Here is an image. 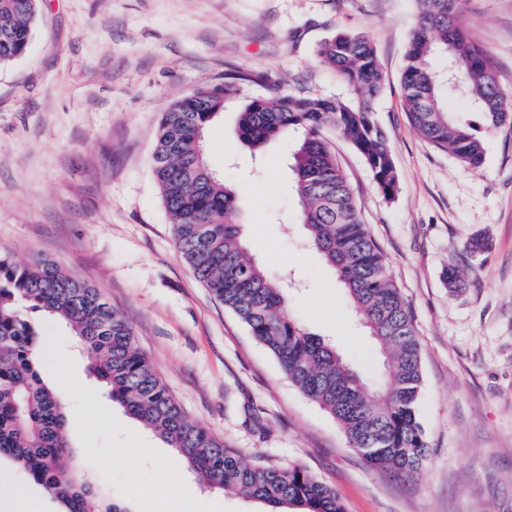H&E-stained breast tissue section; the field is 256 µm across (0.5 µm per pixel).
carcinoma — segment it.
Here are the masks:
<instances>
[{"label": "carcinoma", "instance_id": "1", "mask_svg": "<svg viewBox=\"0 0 512 512\" xmlns=\"http://www.w3.org/2000/svg\"><path fill=\"white\" fill-rule=\"evenodd\" d=\"M417 12L401 73L402 101L412 127L435 147L476 169L485 158L473 123L448 111L447 93L472 98L485 129L512 131V95L467 33L460 0H415ZM40 0H0V68L28 49ZM320 63L349 89L345 98L280 95L254 98L239 115L241 141L251 150L302 132L290 169L307 242L346 289L384 356L386 373L372 388L336 346L303 329L288 312L286 291L249 254L243 225L229 220L236 192L204 157V133L236 82L210 83L172 102L158 126L153 176L173 220L176 247L197 279L224 302L281 370L343 429L349 446L374 468L412 475L427 457L419 421L422 387L419 340L400 289L389 277L344 170L324 131L351 144L379 190L394 196L398 179L375 103L384 76L363 33H337L320 43ZM66 323L89 360V371L113 402L172 448L209 489L258 500L270 512H344L336 489L301 467L248 463L191 420L137 345L126 318L77 276L37 260L15 264L0 252V458L25 470L65 512H128L108 502L84 473L66 463L62 396L44 380L51 338L21 313Z\"/></svg>", "mask_w": 512, "mask_h": 512}]
</instances>
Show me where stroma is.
<instances>
[{
	"label": "stroma",
	"mask_w": 512,
	"mask_h": 512,
	"mask_svg": "<svg viewBox=\"0 0 512 512\" xmlns=\"http://www.w3.org/2000/svg\"><path fill=\"white\" fill-rule=\"evenodd\" d=\"M467 29L512 91V0H462ZM415 0H42L26 54L0 69V250L20 265L54 262L96 288L186 414L246 459L299 466L336 489L345 512H512V132L483 133L470 170L411 126L401 96ZM339 31L371 39L385 88L375 104L398 176L377 188L363 157L331 147L412 315L421 344L419 417L428 458L412 477L371 467L340 425L199 282L177 251L153 177L162 112L196 88L240 77L205 134L212 170L237 193L232 218L252 253L290 285L288 306L334 342L369 384L382 362L345 291L303 243L289 168L296 135L251 152L238 114L258 97L336 98L347 88L316 57ZM487 236L490 250L467 253ZM456 264L467 286L449 292ZM49 386L67 401L74 461L130 512H173L192 489L196 512H267L204 489L172 448L113 403L60 322ZM26 488L18 512L56 499L10 461Z\"/></svg>",
	"instance_id": "35a3bbf8"
}]
</instances>
